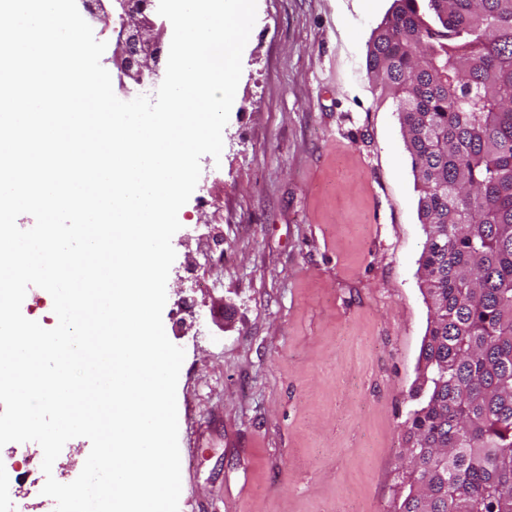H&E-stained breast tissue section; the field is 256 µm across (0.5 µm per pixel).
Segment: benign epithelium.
Segmentation results:
<instances>
[{"mask_svg":"<svg viewBox=\"0 0 512 512\" xmlns=\"http://www.w3.org/2000/svg\"><path fill=\"white\" fill-rule=\"evenodd\" d=\"M84 10L94 19L108 22L113 12L121 21V36L112 50V65L121 85L136 84L159 71L162 56V29L155 22L150 3L140 0H82Z\"/></svg>","mask_w":512,"mask_h":512,"instance_id":"obj_1","label":"benign epithelium"}]
</instances>
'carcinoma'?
Here are the masks:
<instances>
[{
    "mask_svg": "<svg viewBox=\"0 0 512 512\" xmlns=\"http://www.w3.org/2000/svg\"><path fill=\"white\" fill-rule=\"evenodd\" d=\"M367 71L396 103L425 234L392 512H512V0H393Z\"/></svg>",
    "mask_w": 512,
    "mask_h": 512,
    "instance_id": "cac0c4a2",
    "label": "carcinoma"
}]
</instances>
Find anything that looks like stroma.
<instances>
[{
	"mask_svg": "<svg viewBox=\"0 0 512 512\" xmlns=\"http://www.w3.org/2000/svg\"><path fill=\"white\" fill-rule=\"evenodd\" d=\"M392 3L257 0L172 238L179 512H391L428 317L411 159L367 75ZM1 457L0 512H54L39 444Z\"/></svg>",
	"mask_w": 512,
	"mask_h": 512,
	"instance_id": "stroma-1",
	"label": "stroma"
}]
</instances>
